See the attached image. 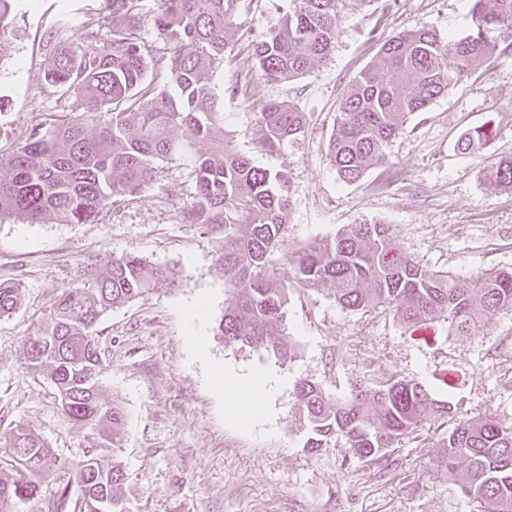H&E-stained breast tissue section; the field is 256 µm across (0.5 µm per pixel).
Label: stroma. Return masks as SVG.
<instances>
[{
  "label": "stroma",
  "instance_id": "1",
  "mask_svg": "<svg viewBox=\"0 0 512 512\" xmlns=\"http://www.w3.org/2000/svg\"><path fill=\"white\" fill-rule=\"evenodd\" d=\"M100 0H20L15 36L0 51V157L12 153L31 127L82 111L79 99L44 81L43 35L59 7L74 25L97 17ZM470 0H374L364 12L342 11L331 55L299 78L270 81L254 65L252 43L290 0H239L231 61L211 79L224 93V128L236 149L257 164L287 169L294 185L288 245L297 249L335 237L363 220L389 225L396 241L431 270L467 277L489 268L512 269V192L484 183L481 168L512 153V59L490 72L461 77L427 111L413 115L389 144L391 166L358 182H341L327 159L336 110L355 77L374 60L378 36L421 25L456 40L465 35ZM248 81L246 94L233 86ZM285 101L307 115L298 143L278 154L255 149L258 119L269 102ZM498 135L475 153L455 143L483 123ZM193 201L178 161L165 162L146 197L104 211L91 224H22L0 220V281L20 284V307L0 317V432L24 424L40 434L63 464L85 448L65 417L55 387L31 371L22 340L65 288L101 273L104 260L136 252L174 268L136 300L113 309L98 325L103 359L99 385L125 411L123 493L130 512H472L448 477L447 427L425 429L380 462L355 461L343 444L312 455L288 404L302 377L332 397L344 396L367 369L388 367L470 416L496 413L512 420V312L478 324L470 335L446 324L427 330V342L405 334L389 313L341 308L331 285H291L289 316L296 356L280 364L243 347L229 349L218 334L227 295L217 263L219 244L200 224L180 223ZM200 310L201 323L190 314ZM203 335L194 353L192 331ZM240 376L268 371L278 385L256 423L230 419L215 369ZM452 389H444V380Z\"/></svg>",
  "mask_w": 512,
  "mask_h": 512
}]
</instances>
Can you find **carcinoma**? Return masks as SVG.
I'll list each match as a JSON object with an SVG mask.
<instances>
[{
  "label": "carcinoma",
  "instance_id": "cac0c4a2",
  "mask_svg": "<svg viewBox=\"0 0 512 512\" xmlns=\"http://www.w3.org/2000/svg\"><path fill=\"white\" fill-rule=\"evenodd\" d=\"M17 0H0V46L13 35ZM270 24L253 50L269 80L302 76L334 46L342 8L363 11L374 0H296ZM465 36L448 44L433 28L403 30L381 42L374 62L342 98L327 146L338 179L360 181L373 167L390 165L387 148L410 116L425 111L468 71L512 58V0H471ZM238 0H101L100 17L71 41V20L56 16L43 47L44 80L84 99L88 110L34 126L16 150L0 158V217L26 224H87L104 210L145 197L158 163L182 161L194 203L181 211L184 224H203L224 241L218 261L228 295L218 324L229 349L260 348L284 365L295 358L289 339V288L277 265L287 262L296 284L330 283L336 302L352 311H388L412 335L433 322L467 336L489 317L512 311V271L480 270L460 278L422 267L396 242L386 224H348L332 239L289 251L288 216L293 184L285 170L258 165L224 134V98L211 77L224 63L236 25ZM150 28L147 42L142 30ZM191 45L193 51L182 53ZM112 106L105 121L98 110ZM307 118L286 102L260 113L259 148L278 153L300 140ZM178 130L181 135L173 137ZM494 137L484 123L464 130L462 153L487 147ZM202 142L211 144L203 151ZM480 179L512 191V155L479 172ZM164 269L136 253L106 262L104 272L65 288L39 326L23 339L28 367L56 388L65 415L83 437L94 436L90 454L72 467L81 496L77 512H97L101 494L122 503L126 479L120 461L124 411L98 384L102 356L97 327L104 315L141 296ZM21 304L20 288L0 282V316ZM291 410L306 431L304 448L318 453L338 441L360 461H379L389 449L429 422L453 421L443 437L448 476L460 482L477 512H512V422L488 413L461 416L420 383L390 369L370 371L334 400L312 379L296 380ZM1 448H22L28 464L0 468V509L25 497H43L42 473L56 459L44 439L23 424L0 434ZM109 454L112 463L103 464Z\"/></svg>",
  "mask_w": 512,
  "mask_h": 512
}]
</instances>
